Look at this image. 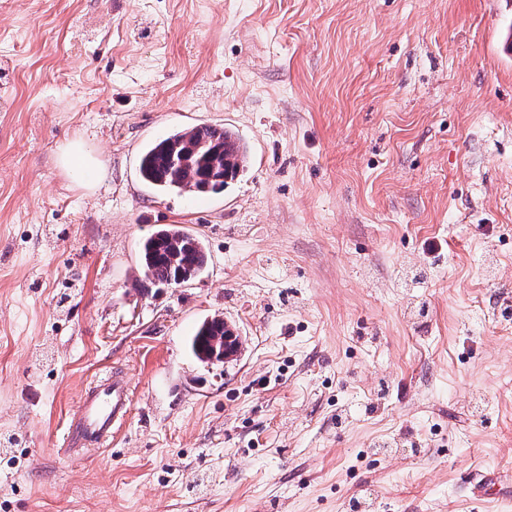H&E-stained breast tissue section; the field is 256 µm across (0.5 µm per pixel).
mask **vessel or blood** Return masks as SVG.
<instances>
[{"label": "vessel or blood", "instance_id": "vessel-or-blood-1", "mask_svg": "<svg viewBox=\"0 0 512 512\" xmlns=\"http://www.w3.org/2000/svg\"><path fill=\"white\" fill-rule=\"evenodd\" d=\"M129 405L130 387L127 380L122 375H113L83 396L78 415L69 427L70 442L88 446L113 436Z\"/></svg>", "mask_w": 512, "mask_h": 512}]
</instances>
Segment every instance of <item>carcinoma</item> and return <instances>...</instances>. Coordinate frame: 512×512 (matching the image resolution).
Listing matches in <instances>:
<instances>
[{"mask_svg": "<svg viewBox=\"0 0 512 512\" xmlns=\"http://www.w3.org/2000/svg\"><path fill=\"white\" fill-rule=\"evenodd\" d=\"M247 149L234 133L199 124L178 130L149 144L140 157L144 182L161 193L192 190L218 194L244 172ZM141 266L152 286H175L191 268L202 271L208 257L202 243L175 226L155 230L142 242ZM224 335V320H204L189 340L192 354L201 362L218 358L213 339Z\"/></svg>", "mask_w": 512, "mask_h": 512, "instance_id": "cac0c4a2", "label": "carcinoma"}]
</instances>
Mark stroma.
I'll list each match as a JSON object with an SVG mask.
<instances>
[{"mask_svg": "<svg viewBox=\"0 0 512 512\" xmlns=\"http://www.w3.org/2000/svg\"><path fill=\"white\" fill-rule=\"evenodd\" d=\"M511 19L0 0V512H512ZM197 124L239 136L244 173L143 183V147ZM76 139L99 169L59 165ZM161 224L208 264L146 290ZM211 316L242 341L223 365L189 350ZM115 370L122 429L64 455Z\"/></svg>", "mask_w": 512, "mask_h": 512, "instance_id": "obj_1", "label": "stroma"}]
</instances>
